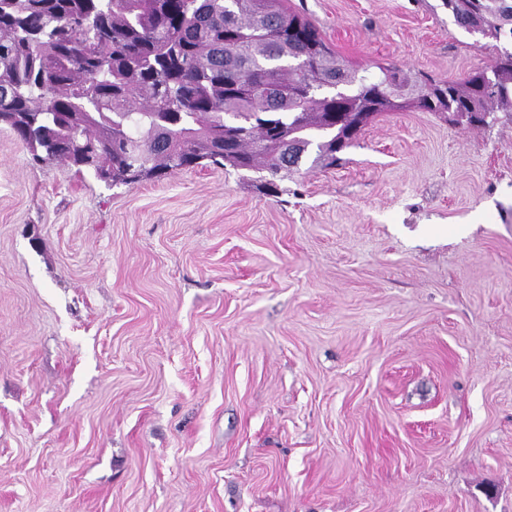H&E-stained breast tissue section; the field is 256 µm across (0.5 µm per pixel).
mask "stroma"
<instances>
[{"label":"stroma","mask_w":512,"mask_h":512,"mask_svg":"<svg viewBox=\"0 0 512 512\" xmlns=\"http://www.w3.org/2000/svg\"><path fill=\"white\" fill-rule=\"evenodd\" d=\"M288 5L360 72L505 47ZM347 158L112 186L0 126V512H512V114L409 106Z\"/></svg>","instance_id":"obj_1"}]
</instances>
